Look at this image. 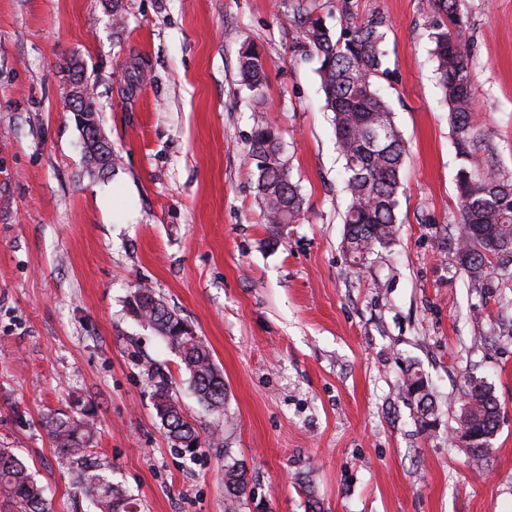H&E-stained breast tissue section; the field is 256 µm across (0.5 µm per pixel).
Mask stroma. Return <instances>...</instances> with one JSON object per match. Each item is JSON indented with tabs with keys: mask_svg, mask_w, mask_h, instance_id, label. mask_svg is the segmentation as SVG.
<instances>
[{
	"mask_svg": "<svg viewBox=\"0 0 512 512\" xmlns=\"http://www.w3.org/2000/svg\"><path fill=\"white\" fill-rule=\"evenodd\" d=\"M386 22L382 94L406 147L392 244L355 266L343 247V159L316 70L293 48L286 0H0V448L51 512H92L41 421L96 412L92 459L141 512H512V282L457 264L459 166L422 0H317ZM473 109L512 176V0H466ZM124 17L112 22L113 10ZM256 47L261 106L240 80ZM98 92L118 158L86 172L62 101L69 60ZM280 133L305 197L297 224L263 220L247 159ZM152 290L208 343L224 410L202 406L178 355L129 312ZM432 389V426L406 389ZM168 381L201 445L172 446L154 408ZM499 404L474 463L458 436L471 384ZM247 486L246 471L237 463L224 466V488L228 493L227 512H235L237 498H240Z\"/></svg>",
	"mask_w": 512,
	"mask_h": 512,
	"instance_id": "obj_1",
	"label": "stroma"
}]
</instances>
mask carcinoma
<instances>
[{"label": "carcinoma", "mask_w": 512, "mask_h": 512, "mask_svg": "<svg viewBox=\"0 0 512 512\" xmlns=\"http://www.w3.org/2000/svg\"><path fill=\"white\" fill-rule=\"evenodd\" d=\"M289 21L297 32L298 47L317 55L318 76L325 107L334 114L336 147L345 160L344 191L349 203L344 216V241L352 260L361 265L376 247L389 246L396 234V210L402 188L406 149L393 111L380 94L385 21L362 18L345 10L340 34L333 33L317 14L316 0H290ZM424 9L440 18L430 34L434 44L442 100L454 133L456 155L462 166L456 175L460 213L458 265L476 286L489 271L512 278V179L486 171L478 153L486 147L471 109V50L465 38L467 16L462 0H425ZM241 82L262 100L266 66L254 49L242 53ZM256 170V191L268 224H294L304 212V197L292 182L281 156L280 139L271 126L255 130L247 152ZM129 309L143 325L157 331L174 349L190 376L191 387L209 408H224V378L215 367L204 339L188 335V323L175 310L156 313L153 293L136 289ZM155 408L170 441L179 448H196L201 435L184 419L169 384L155 385ZM499 418L496 400L474 384L461 409L460 423L483 435L494 436ZM47 434L57 450L59 465L75 473L77 487L87 495L94 512H140L137 499L87 463L95 437L90 409L70 416L44 418ZM247 486L246 471L237 464L224 466L227 512H235L237 498ZM0 493L21 512H48L44 489L26 464L10 448H0Z\"/></svg>", "instance_id": "cac0c4a2"}]
</instances>
